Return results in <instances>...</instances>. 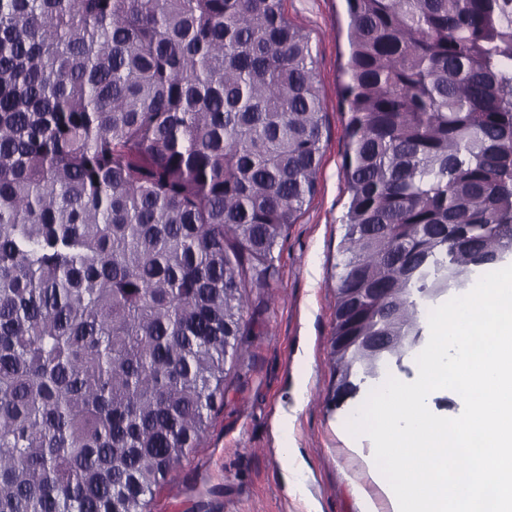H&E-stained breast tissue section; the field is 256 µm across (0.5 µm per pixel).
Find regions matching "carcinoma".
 Masks as SVG:
<instances>
[{"label":"carcinoma","mask_w":512,"mask_h":512,"mask_svg":"<svg viewBox=\"0 0 512 512\" xmlns=\"http://www.w3.org/2000/svg\"><path fill=\"white\" fill-rule=\"evenodd\" d=\"M335 396L512 256V0H345ZM283 0H0V512H151L317 192ZM358 288H386L365 300Z\"/></svg>","instance_id":"1"}]
</instances>
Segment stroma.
Returning <instances> with one entry per match:
<instances>
[{
  "instance_id": "stroma-1",
  "label": "stroma",
  "mask_w": 512,
  "mask_h": 512,
  "mask_svg": "<svg viewBox=\"0 0 512 512\" xmlns=\"http://www.w3.org/2000/svg\"><path fill=\"white\" fill-rule=\"evenodd\" d=\"M284 9L309 36L325 97L317 192L274 248L270 288L251 289L245 352L228 367L205 438L156 491L152 512H360L364 494L376 512H392L372 441L346 429L357 403L333 398L336 264L348 201L340 111L346 7L285 0ZM287 409L288 429L277 432Z\"/></svg>"
}]
</instances>
